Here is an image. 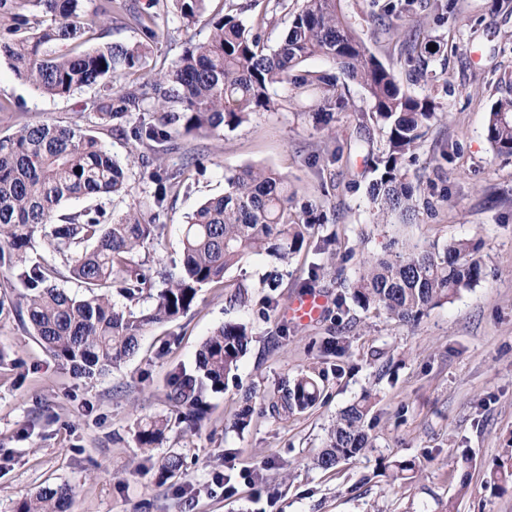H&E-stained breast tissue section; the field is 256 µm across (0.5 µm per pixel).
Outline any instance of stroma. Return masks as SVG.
Wrapping results in <instances>:
<instances>
[{
	"label": "stroma",
	"mask_w": 512,
	"mask_h": 512,
	"mask_svg": "<svg viewBox=\"0 0 512 512\" xmlns=\"http://www.w3.org/2000/svg\"><path fill=\"white\" fill-rule=\"evenodd\" d=\"M440 0L378 22L375 0H339V9L368 51L410 92L430 96L440 118L405 167L431 196L433 212L412 223H379L368 195L375 174L369 151L384 134L371 120V103L332 61L311 70L333 75L349 100L329 125L312 117L318 91H278L281 108L214 138L179 137L166 165L193 157L185 182L163 207L153 203L149 174L132 170L123 196L72 199L64 214L102 208L121 214L140 206L146 220L165 227L160 241L137 259L148 267L178 266L188 213L223 194L226 179L265 167L288 176L296 207L313 226L307 247L281 263L256 255L228 270L221 287L204 289L187 313L143 332L138 351L94 381L73 375L42 347L16 314L0 316V512L43 487L68 485L71 512H512V485L494 490L484 473L512 460V156L497 154L485 136L492 104L512 95V0H454L442 16ZM438 46L435 81L416 80L402 42L417 17ZM292 13L275 0H252L242 15L268 45L287 33ZM209 34L207 18L184 28L175 14L159 23L149 66L167 68L189 42ZM93 90L54 98L19 79L0 58V137L24 125L77 124L97 130L83 104ZM469 240L484 275L451 300L405 323L358 306L350 283L364 260L410 240L443 249ZM248 303L230 304L238 284ZM327 295L321 321L303 327L285 318L295 298ZM245 324L250 343L224 391L208 393L209 413L195 431H168L152 454L136 437L139 420L167 416L172 373L193 370L202 342L226 322ZM336 337L343 353L324 351ZM166 353H159V346ZM321 376L319 402L276 417L263 396L304 371ZM253 413L234 428L245 393ZM374 402L371 448L336 469L316 468L339 411L363 395ZM185 458L183 473L159 483L150 459ZM415 462L412 479L390 484L384 464Z\"/></svg>",
	"instance_id": "1"
}]
</instances>
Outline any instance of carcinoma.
<instances>
[{
	"instance_id": "cac0c4a2",
	"label": "carcinoma",
	"mask_w": 512,
	"mask_h": 512,
	"mask_svg": "<svg viewBox=\"0 0 512 512\" xmlns=\"http://www.w3.org/2000/svg\"><path fill=\"white\" fill-rule=\"evenodd\" d=\"M86 2L0 0V57L9 61L16 76L53 97L95 89L85 108L97 114L107 134L132 141L123 163L98 136L76 125L24 126L0 137V268L14 269L35 228L51 226L45 233L47 243L66 257L70 276L84 284L85 294L71 295L57 287L58 270L34 263L17 275L23 291L15 311L27 317L41 345L74 375L94 379L120 366L138 350L147 326L179 318L202 289L221 283L225 272L248 257L265 253L288 260L307 245L311 222L297 210L288 176L249 168L227 179L224 195L205 201L188 216L178 272H151L135 257L163 236L165 225L146 222L132 206L117 216L88 209L64 216L57 224L60 205L70 199L121 194L134 166L150 172L156 183L154 201L162 205L180 189L184 168L192 163L187 157L175 171L162 168L166 156L178 149L171 127L218 136L257 112L274 109L278 89L288 85L299 91L322 86L317 116L328 122L331 112L346 108L348 101L337 93L329 75L305 69L313 58L331 60L365 91L372 119L385 133L384 147L372 159L376 177L369 187L377 216H413L417 189L408 179L405 162L437 120V105L428 96L405 90L368 52L338 10L339 0H303L287 35L273 47L247 28L235 0H224L221 11L209 19V36L190 44L161 74L147 71L158 19L172 8L189 28L206 13L209 0H147L143 7L129 0H99L91 13ZM109 20L139 31L141 39L82 51L57 50ZM405 44L407 62L416 75L425 82L434 80L436 74L429 69L434 52L418 40ZM139 72L141 77L123 86L113 83L117 76ZM146 112L159 114L158 123L145 125L141 115ZM485 134L497 154L512 155V97L492 105ZM473 251L471 243L458 240L440 252L408 245L366 260L351 283L352 298L364 309L411 322L481 278L483 269ZM157 280L164 288L154 295ZM116 296L124 305L117 306ZM151 297L155 304L149 312L137 309ZM248 343L246 327L232 322L206 338L194 372L178 373L166 394L178 423L189 430L201 426L205 392L224 390ZM281 391L280 400L269 403L270 413L277 416L304 411L321 397L311 373L298 375ZM371 410V398L364 395L336 416L326 446L315 459L318 468L333 469L371 447ZM169 429L168 418L137 423L135 436L147 459ZM155 468L158 481L165 482L182 473L183 460L177 454L165 456ZM414 469L412 461L384 466L392 483L406 479ZM508 481L511 464L500 463L486 476V485L493 489ZM72 496L69 486L44 488L21 501L17 512H67Z\"/></svg>"
}]
</instances>
